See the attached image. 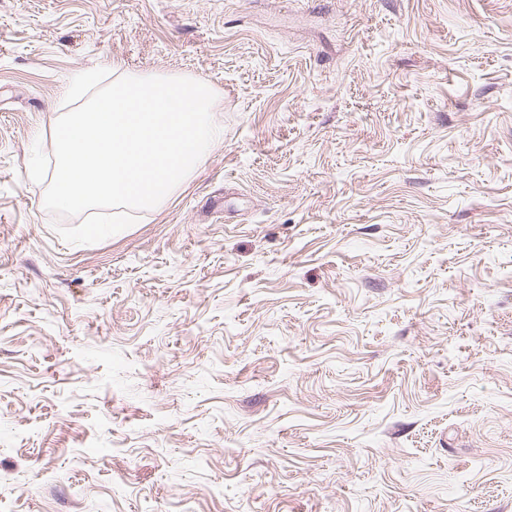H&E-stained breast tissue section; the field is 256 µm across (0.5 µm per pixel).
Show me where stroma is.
I'll use <instances>...</instances> for the list:
<instances>
[{"label":"stroma","instance_id":"obj_1","mask_svg":"<svg viewBox=\"0 0 512 512\" xmlns=\"http://www.w3.org/2000/svg\"><path fill=\"white\" fill-rule=\"evenodd\" d=\"M106 61L224 138L73 245ZM0 512H512V0H0Z\"/></svg>","mask_w":512,"mask_h":512}]
</instances>
